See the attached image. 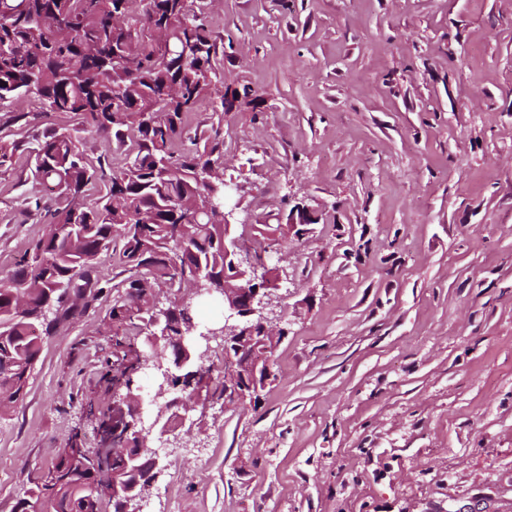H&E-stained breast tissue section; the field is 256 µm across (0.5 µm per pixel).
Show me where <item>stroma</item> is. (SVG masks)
Masks as SVG:
<instances>
[{"mask_svg": "<svg viewBox=\"0 0 512 512\" xmlns=\"http://www.w3.org/2000/svg\"><path fill=\"white\" fill-rule=\"evenodd\" d=\"M217 89L187 119L239 185L235 234L261 242L285 334L257 405L189 414L153 512H512V0H188ZM77 132L106 178L128 160L75 115L20 97L0 137V269L48 227L32 150ZM318 215L282 230L289 210ZM118 248L97 299L51 329L22 401L0 417V512L86 417L112 356Z\"/></svg>", "mask_w": 512, "mask_h": 512, "instance_id": "stroma-1", "label": "stroma"}]
</instances>
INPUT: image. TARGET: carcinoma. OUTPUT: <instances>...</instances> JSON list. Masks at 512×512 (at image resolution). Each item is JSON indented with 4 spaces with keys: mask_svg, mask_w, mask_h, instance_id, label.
<instances>
[{
    "mask_svg": "<svg viewBox=\"0 0 512 512\" xmlns=\"http://www.w3.org/2000/svg\"><path fill=\"white\" fill-rule=\"evenodd\" d=\"M181 50L187 51L183 63ZM215 55L187 0H149L139 17L128 15L125 0H0V105L32 96L54 112L80 116L130 155L106 194L95 197L96 170L76 135L53 130L34 148V182L57 201L44 214L50 232L3 276L13 286L0 287L1 417L25 396L43 331L55 326L33 314L50 297L60 322L71 312L67 301L95 298L100 288L90 270L110 243L120 241L134 274L112 306V348L121 357L102 365L98 383L107 393L129 381L136 366L155 287L179 289L198 270L218 282L233 274L224 257L232 225L215 218L213 188L204 182L208 171L223 170L214 157L219 144L192 155L172 150L187 134L186 114L211 97ZM89 412L108 432L119 427L112 404L91 403ZM75 453L73 445L57 449L17 512L38 498L53 501L54 512H84L92 463ZM97 457L108 466L106 488L127 481L108 447Z\"/></svg>",
    "mask_w": 512,
    "mask_h": 512,
    "instance_id": "1",
    "label": "carcinoma"
}]
</instances>
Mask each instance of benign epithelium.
<instances>
[{
  "label": "benign epithelium",
  "instance_id": "benign-epithelium-1",
  "mask_svg": "<svg viewBox=\"0 0 512 512\" xmlns=\"http://www.w3.org/2000/svg\"><path fill=\"white\" fill-rule=\"evenodd\" d=\"M318 223V219L305 207H296L288 213V224L299 229L300 234L307 233V226ZM224 250L236 256L238 269L237 283L224 284L219 299L224 304V324L204 332L191 329L176 336L173 334L171 310L155 303L150 311V332L147 345L154 352L161 347H173L171 354L164 360H154L145 355V362H153L156 396L164 399L153 421H147L145 398L141 388L131 387L126 392H116V406L125 410L130 406L133 411L123 416L124 434L112 438V456L121 457L123 464L132 471L138 470L137 459L144 452L151 456L150 473L127 486H112L105 489L101 484L92 483L89 497L100 502L112 499L117 502L121 512H143V503L156 482L158 470L163 462L159 452L153 448L128 450V437L172 436L185 423L194 404L184 397L174 394L184 371L196 366L199 371L206 369V358L211 351L210 342H224V405L238 406L247 400V390L260 391L272 377L271 356L282 336V332L268 326L263 311L269 303L273 286L272 271L259 272L260 266L240 240L232 238L224 243ZM190 290L177 300L178 308L188 313L191 300L202 294H212L211 279L195 275L189 280Z\"/></svg>",
  "mask_w": 512,
  "mask_h": 512
}]
</instances>
